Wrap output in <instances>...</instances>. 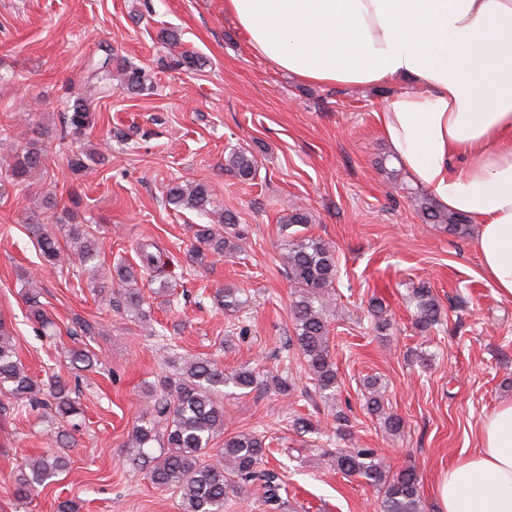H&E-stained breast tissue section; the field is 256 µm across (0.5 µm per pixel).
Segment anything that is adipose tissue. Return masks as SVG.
<instances>
[{
  "mask_svg": "<svg viewBox=\"0 0 512 512\" xmlns=\"http://www.w3.org/2000/svg\"><path fill=\"white\" fill-rule=\"evenodd\" d=\"M224 11L299 81H404L377 114L391 155L443 209L475 220L482 273L511 299L512 0H224ZM437 500L439 512H512V400L483 417Z\"/></svg>",
  "mask_w": 512,
  "mask_h": 512,
  "instance_id": "1",
  "label": "adipose tissue"
}]
</instances>
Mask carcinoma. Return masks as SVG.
Here are the masks:
<instances>
[{
	"mask_svg": "<svg viewBox=\"0 0 512 512\" xmlns=\"http://www.w3.org/2000/svg\"><path fill=\"white\" fill-rule=\"evenodd\" d=\"M120 82L134 90L145 81L144 72L137 67L121 65L117 68ZM67 127L74 135H81L95 124L91 106L81 97H75L67 106ZM100 160L97 151L74 154L69 165L75 171H87ZM44 158L36 143L29 144L13 156L8 165V178L16 186L25 184L42 169ZM224 169L242 182L256 176L258 161L255 155L240 148H232L224 156ZM165 200L177 209L195 211L200 215H216L218 223L228 227L235 224L231 212L217 209L210 188L204 181L175 182L166 190ZM416 214L424 224H441L453 234L466 231V218L439 208L427 192L411 193ZM311 216L295 209L282 222V230L310 223ZM29 229L35 238L43 260L50 266L77 262L80 267L97 271L98 245L96 237L82 224H68L65 236L70 248L60 247L55 234L46 230L44 220L34 216ZM195 240L212 254L233 257L244 249L243 238L230 239L211 224H198ZM284 264L288 279L294 285L291 312L293 336L288 345L294 347L307 368V378L315 390L327 399H335L338 388L336 363L330 342V308L332 290L338 268L333 244L307 235L287 234ZM140 269L125 264L110 274L117 288L112 290V306L124 310L149 329L150 335L161 333L154 327L151 307L139 287V279L157 273L164 261L161 255L140 248ZM24 299L30 318L47 330L53 321L46 314L40 300L41 292L32 280H26ZM214 299L226 313H237L246 308L248 296L237 288L216 292ZM415 326L426 332L439 324L441 305L430 287L423 285L413 291ZM373 330L388 329L390 321L382 304L372 302ZM232 386L252 390L259 386L258 375L250 367L224 372L217 363L197 357L176 366V373L162 379L165 394L157 403L156 418L144 417L132 429L124 445L125 457L135 467L146 471L150 482L158 489L172 491L179 497L181 512H224V503L231 495L247 491L255 479H261L264 505L272 510L282 508L280 491L282 480L272 469L257 471L269 452L266 436L239 433L224 437L222 447L210 448L212 442L224 433V389ZM368 392L367 409L381 420L389 434L404 428V421L396 413L385 410L378 379L369 377L364 382ZM6 389L17 406L28 409L53 401L55 413L62 420L79 427L77 418L83 414L79 396L72 395L67 383L57 376L46 381L35 380L20 361L15 343L5 324L0 321V389ZM70 458L55 452L37 458H25L13 475L14 494L26 499L32 492L49 484L53 478L68 469ZM336 468L348 476H359L375 489L377 512H422L419 478L415 469L407 467L395 473L372 448H355L336 456Z\"/></svg>",
	"mask_w": 512,
	"mask_h": 512,
	"instance_id": "cac0c4a2",
	"label": "carcinoma"
}]
</instances>
